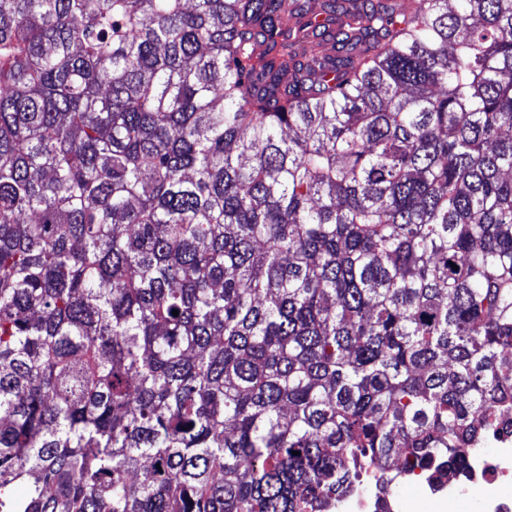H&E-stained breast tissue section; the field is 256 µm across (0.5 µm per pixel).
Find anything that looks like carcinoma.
<instances>
[{"label": "carcinoma", "instance_id": "1", "mask_svg": "<svg viewBox=\"0 0 512 512\" xmlns=\"http://www.w3.org/2000/svg\"><path fill=\"white\" fill-rule=\"evenodd\" d=\"M508 419L512 0H0V512H336Z\"/></svg>", "mask_w": 512, "mask_h": 512}]
</instances>
